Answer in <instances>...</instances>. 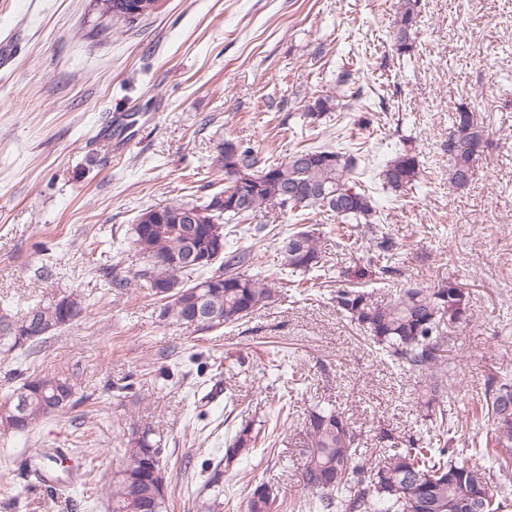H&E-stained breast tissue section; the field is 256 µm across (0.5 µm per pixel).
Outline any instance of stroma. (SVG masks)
I'll return each mask as SVG.
<instances>
[{
	"label": "stroma",
	"mask_w": 512,
	"mask_h": 512,
	"mask_svg": "<svg viewBox=\"0 0 512 512\" xmlns=\"http://www.w3.org/2000/svg\"><path fill=\"white\" fill-rule=\"evenodd\" d=\"M398 0H161L155 14L116 28L95 0H0V35L17 53L0 68V307L24 315L70 296L86 315L27 362L0 356V397L32 374L69 377L76 404L33 430L0 428V503L14 512H108L96 485L123 457L134 430L151 429L165 452L168 512H243V482L303 495L298 445L310 407L340 408L363 435L374 466L391 447L435 425L416 397L424 380L387 360L336 308L358 287L379 302L414 283L448 278L471 294V316L453 334L460 384L444 410L448 445L485 439L480 418L489 374L512 375V0H419L413 53L397 57L390 35ZM351 70L364 91L337 85ZM340 97L326 142L362 148L353 179L371 191L379 224L336 237L332 217L313 288L283 286L278 299L235 324L198 331L160 321L140 282L105 287L103 270L128 275V229L141 210L206 200L223 187L224 141L274 162L313 142L310 100ZM468 105L489 133L471 184L449 180L448 132ZM113 124H106V116ZM108 141H101L102 126ZM421 173L401 193L383 190L382 166L404 146ZM266 237L245 232L247 272L271 273L293 226L266 212ZM390 239L391 252L375 240ZM290 414L274 446L232 464L225 442L241 424ZM62 457L49 497L18 459Z\"/></svg>",
	"instance_id": "stroma-1"
}]
</instances>
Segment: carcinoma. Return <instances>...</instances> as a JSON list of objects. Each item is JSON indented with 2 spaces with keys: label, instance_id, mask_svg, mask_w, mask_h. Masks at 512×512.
<instances>
[{
  "label": "carcinoma",
  "instance_id": "carcinoma-1",
  "mask_svg": "<svg viewBox=\"0 0 512 512\" xmlns=\"http://www.w3.org/2000/svg\"><path fill=\"white\" fill-rule=\"evenodd\" d=\"M419 0H399L392 51L399 57L415 47ZM339 107L337 99L316 97L303 117L320 127ZM488 144L486 127L466 105L457 109L448 133L450 182L457 188L473 180L475 165ZM361 155L331 146H304L281 163H263L249 146L224 141V188L203 202L182 201L142 210L129 228V245L135 258V277L145 282L152 295L163 301L160 317L185 325L195 309L208 315L205 328L236 323L273 301L277 289L243 271L251 265V252L225 254L217 242L231 234L226 224L255 220L262 209L289 213L326 212L337 219L375 224L377 207L371 194L350 184ZM419 158L414 149L398 151L381 171L382 186L401 192L417 181ZM197 227L188 238L187 224ZM321 231L315 225L288 233L279 245L283 274L305 275L322 259ZM193 251L206 253L212 264L180 270L178 263ZM166 284L173 292L165 297L155 288ZM336 305L361 327L368 339L387 357L424 377L420 394L423 406L438 410L440 424L423 440L422 447L393 448L384 464L365 469L361 460V431L345 413L332 406H315L307 417L303 441L305 458L300 478L311 495L308 512H507L512 505L503 479L512 474V377L487 378L482 418L491 423L492 435L485 447L464 455L448 447L444 398L456 387L448 357L452 329L467 320L471 298L451 279L433 286L419 283L404 289L393 301L378 304L365 291L343 287L336 291ZM24 318L39 320L46 333L36 338L12 336L0 328V354L26 356L49 335L70 326L58 303L37 304ZM75 395L67 377H28L0 401V428L27 432L38 421L73 406L59 402L65 392ZM265 443L261 429L241 426L224 450L231 461ZM160 444L151 430L128 440L122 464L102 484L109 512H167L168 489L153 495V458ZM298 508L284 505L279 491L269 483L247 481L243 487L244 512H283Z\"/></svg>",
  "mask_w": 512,
  "mask_h": 512
}]
</instances>
